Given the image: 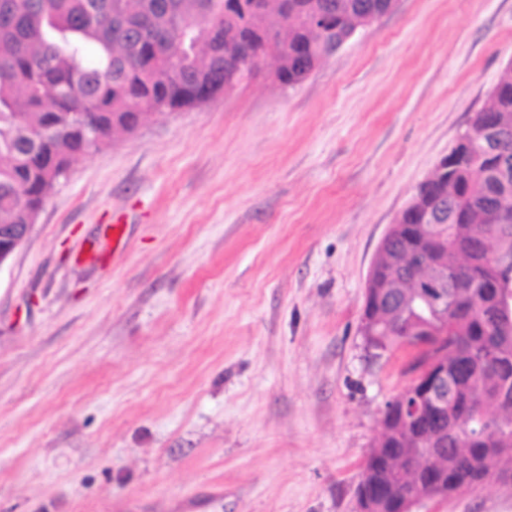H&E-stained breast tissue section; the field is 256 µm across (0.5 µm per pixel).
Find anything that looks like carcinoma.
<instances>
[{
  "instance_id": "obj_1",
  "label": "carcinoma",
  "mask_w": 512,
  "mask_h": 512,
  "mask_svg": "<svg viewBox=\"0 0 512 512\" xmlns=\"http://www.w3.org/2000/svg\"><path fill=\"white\" fill-rule=\"evenodd\" d=\"M247 2L244 18L226 0H0V225L35 224L69 170L134 132L139 119L202 105L216 79L250 77L254 67L243 60L224 75L241 41L271 52L276 79L292 86L397 0ZM314 15L323 22L312 25ZM213 24L219 42L209 38ZM448 160V174L417 186L379 246L365 292L368 340L408 351L409 383L386 402L356 487L380 512H397L410 491L445 499L466 475L482 487L512 474V406H498L499 368L512 369V331L500 330L512 308L499 313L512 300V261L475 266L445 318L422 298L436 269L452 277L466 257L480 258L482 237L512 256V237L493 235L502 202L512 211V61ZM401 224L416 225L414 243ZM432 365L448 369L456 393L481 408L418 427L403 420L396 402L414 401L417 375Z\"/></svg>"
}]
</instances>
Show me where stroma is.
Here are the masks:
<instances>
[{"instance_id":"obj_1","label":"stroma","mask_w":512,"mask_h":512,"mask_svg":"<svg viewBox=\"0 0 512 512\" xmlns=\"http://www.w3.org/2000/svg\"><path fill=\"white\" fill-rule=\"evenodd\" d=\"M511 61L512 0H398L297 85L260 65L76 164L0 268V512H355L407 384L363 346L369 268Z\"/></svg>"}]
</instances>
